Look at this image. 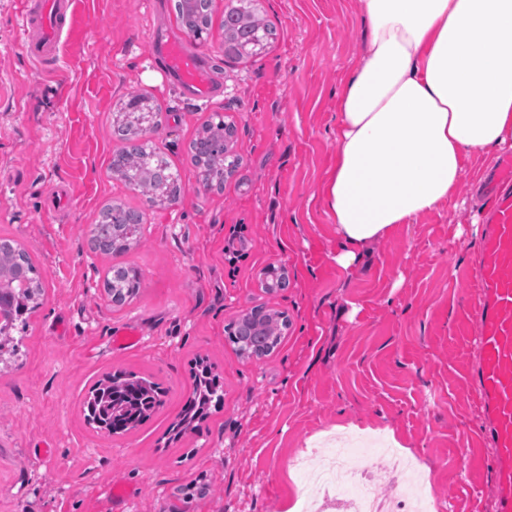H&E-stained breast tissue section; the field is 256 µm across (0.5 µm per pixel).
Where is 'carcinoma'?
Wrapping results in <instances>:
<instances>
[{
    "label": "carcinoma",
    "mask_w": 512,
    "mask_h": 512,
    "mask_svg": "<svg viewBox=\"0 0 512 512\" xmlns=\"http://www.w3.org/2000/svg\"><path fill=\"white\" fill-rule=\"evenodd\" d=\"M257 0H235L224 11V55L245 57L252 41L267 43L274 30L257 12ZM175 11L183 28L200 36L213 25V0H176ZM236 127L219 121L201 126L189 145L191 164L202 184L221 193L224 181L241 167L234 150ZM112 136L123 147L112 154V178L138 191L152 205L177 202L184 191L179 171L163 152L146 138L137 112H124L112 122ZM145 240L144 213L121 202L104 206L91 229L92 249L117 257L139 247ZM141 275L134 267L115 263L103 281L112 305L120 308L131 302L140 290ZM288 287L282 270L267 273L263 291L272 296ZM45 289L35 262L16 240L0 234V349L15 341L18 325H27L42 305ZM288 331L283 312L264 303L238 317L227 328V340L242 359L260 360L274 353ZM164 391L148 376L116 371L100 380L84 404L86 419L110 435H123L139 429L162 404ZM224 400L223 387L194 378V388L182 412L169 431L182 437L205 418L212 405Z\"/></svg>",
    "instance_id": "carcinoma-1"
}]
</instances>
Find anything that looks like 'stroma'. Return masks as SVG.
Here are the masks:
<instances>
[{
    "instance_id": "1",
    "label": "stroma",
    "mask_w": 512,
    "mask_h": 512,
    "mask_svg": "<svg viewBox=\"0 0 512 512\" xmlns=\"http://www.w3.org/2000/svg\"><path fill=\"white\" fill-rule=\"evenodd\" d=\"M40 2L0 0V231L32 253L46 289L0 373V512H288L312 501L322 454L309 438L336 426L374 449L380 498L395 493L385 475L396 441L428 467L436 512H493L469 371L487 223L473 200L488 198L498 164L466 170L455 204L396 229L341 282L320 185L343 77L368 34L357 0H259L278 36L245 60L225 58L220 27L187 34L175 0H72L51 65L29 53L21 26ZM173 39L201 59L209 99L164 68L160 48ZM134 93L159 104L151 138L180 166L185 192L145 210V240L126 256L140 293L116 311L98 288L109 261L87 240L103 204H142L108 170L112 114ZM217 116L234 122L243 158L220 194L185 163ZM273 266L289 285L270 298L260 279ZM264 302L287 314L288 335L270 357L241 359L225 328ZM121 331L135 343L113 345ZM198 361L213 366L224 402L170 439ZM118 368L168 390L124 438L93 429L82 407Z\"/></svg>"
}]
</instances>
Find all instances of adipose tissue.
Segmentation results:
<instances>
[{"mask_svg": "<svg viewBox=\"0 0 512 512\" xmlns=\"http://www.w3.org/2000/svg\"><path fill=\"white\" fill-rule=\"evenodd\" d=\"M369 36L346 72L323 184L334 260L451 202L471 158L512 151V0H359Z\"/></svg>", "mask_w": 512, "mask_h": 512, "instance_id": "ef3b65f1", "label": "adipose tissue"}]
</instances>
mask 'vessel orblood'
Masks as SVG:
<instances>
[{
  "mask_svg": "<svg viewBox=\"0 0 512 512\" xmlns=\"http://www.w3.org/2000/svg\"><path fill=\"white\" fill-rule=\"evenodd\" d=\"M68 8L69 0H44L40 10L26 15V27L36 34L30 45L36 60L55 54ZM162 57L164 66L194 97L203 100L212 95L203 67L180 42L165 43ZM502 177L505 185L481 244L478 304L471 319L478 356L471 368V386L492 449L496 510L512 512V158L506 160Z\"/></svg>",
  "mask_w": 512,
  "mask_h": 512,
  "instance_id": "obj_1",
  "label": "vessel or blood"
}]
</instances>
